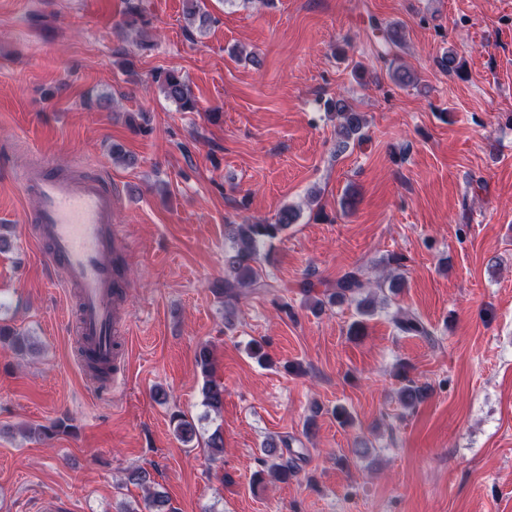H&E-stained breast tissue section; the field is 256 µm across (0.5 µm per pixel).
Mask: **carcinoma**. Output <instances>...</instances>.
I'll list each match as a JSON object with an SVG mask.
<instances>
[{
	"label": "carcinoma",
	"instance_id": "cac0c4a2",
	"mask_svg": "<svg viewBox=\"0 0 512 512\" xmlns=\"http://www.w3.org/2000/svg\"><path fill=\"white\" fill-rule=\"evenodd\" d=\"M185 19L189 24H196L201 29L206 27L211 20L206 10V0H186ZM148 24L149 20L141 8V0H127L125 27L134 29ZM154 82L158 84L165 98L174 103L179 110L183 112L197 110V101L192 96L186 79L179 71L158 70L154 75ZM333 109V115L339 121L336 148L340 151L347 147L348 141L353 136L361 133L366 125V119L362 113L355 111L343 99L336 100ZM295 220L296 213L290 208H285L273 223L225 225V233L232 242L231 249L224 252V269L228 275L224 280L216 281L212 285L216 293L224 295V305L227 306L238 299L244 289L261 291L269 287L252 262ZM368 287H370L369 282L363 279L358 269L347 271L337 278L335 283L325 285L321 298L312 295L315 288L312 281L307 280L301 284L302 292L310 297V307L313 310L321 312L328 303L351 300L357 302L359 311L363 315L369 313L371 304V299L363 296ZM392 321L397 330L403 334L431 337L428 327L413 314L397 312L392 316ZM2 343L16 351L31 348L27 336L0 327V344ZM196 363L205 376L202 388L203 404L208 409L218 412L224 406V386L213 379L212 352L209 347H200L196 354ZM428 391V387L418 386L410 380L402 391V401L406 406L413 408L427 398ZM281 446L288 447V441L284 440L280 445L273 440L265 442L264 458L261 463L275 480L285 483L297 476L299 468L294 458H288L279 451Z\"/></svg>",
	"mask_w": 512,
	"mask_h": 512
}]
</instances>
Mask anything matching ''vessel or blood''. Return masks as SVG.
Returning <instances> with one entry per match:
<instances>
[{
	"label": "vessel or blood",
	"instance_id": "1",
	"mask_svg": "<svg viewBox=\"0 0 512 512\" xmlns=\"http://www.w3.org/2000/svg\"><path fill=\"white\" fill-rule=\"evenodd\" d=\"M23 190L39 206L31 220L37 244L51 264L61 266L66 288L78 292L76 334L84 372L112 366L121 372L129 341L120 332L126 292L121 251L125 235L112 222L119 198L110 180L56 176L46 162L19 173Z\"/></svg>",
	"mask_w": 512,
	"mask_h": 512
}]
</instances>
